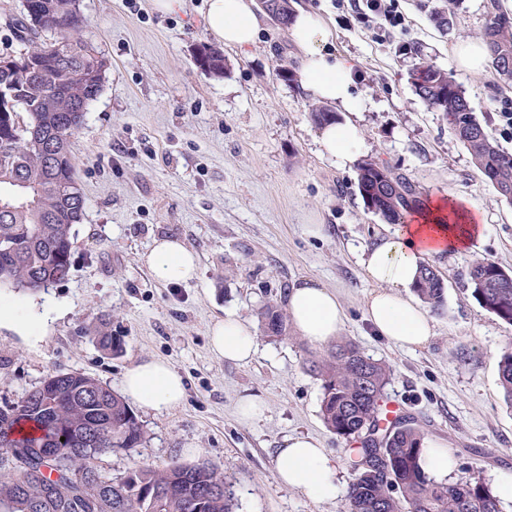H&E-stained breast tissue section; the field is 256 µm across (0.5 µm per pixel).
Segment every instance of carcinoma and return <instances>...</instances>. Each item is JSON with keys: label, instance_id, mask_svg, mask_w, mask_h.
I'll list each match as a JSON object with an SVG mask.
<instances>
[{"label": "carcinoma", "instance_id": "obj_1", "mask_svg": "<svg viewBox=\"0 0 512 512\" xmlns=\"http://www.w3.org/2000/svg\"><path fill=\"white\" fill-rule=\"evenodd\" d=\"M271 15L288 25L289 0H270ZM88 21L80 0H39L13 23L25 46L19 57H0V287L36 293L66 280L74 245L72 227L81 223L85 194L72 139L89 105L103 90L107 59L84 37ZM42 33L53 35L41 41ZM499 83L512 84V13L498 0L487 5L482 31ZM206 70L224 73V54L202 44ZM415 94L446 118L474 165L497 196L512 204V154L499 148L477 118L454 76L421 58L415 64ZM311 117L336 122L327 105ZM357 188L368 210L388 224H402L423 205L406 175L379 160L359 166ZM471 296L482 309L512 323V270L492 261L468 272ZM433 311L442 310L443 276L422 263L416 288ZM270 337L287 336L288 316L268 305L262 312ZM322 380L321 416L345 439L356 438L354 478L343 512H501L491 486L473 476L452 483L432 479L421 467L424 435L410 416L381 425L379 402L390 377L385 364L351 342L334 345L309 360ZM505 402L512 407V351L499 360ZM145 430L127 401L79 371L52 372L15 402L0 406V512H236L234 486L210 462L171 463L162 468L137 461L114 474L103 458L143 446Z\"/></svg>", "mask_w": 512, "mask_h": 512}]
</instances>
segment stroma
<instances>
[{
  "instance_id": "obj_1",
  "label": "stroma",
  "mask_w": 512,
  "mask_h": 512,
  "mask_svg": "<svg viewBox=\"0 0 512 512\" xmlns=\"http://www.w3.org/2000/svg\"><path fill=\"white\" fill-rule=\"evenodd\" d=\"M291 3L321 17L333 50L352 58L360 75L362 110L339 115L361 130L355 164L342 167L321 154L314 99L280 74L284 67L300 73V55L268 16L249 49L224 47V73L216 76L193 59L198 45L217 43L204 21L207 0H183L170 13L154 0H81L88 37L110 62L73 138L87 206L69 277L27 296L67 311L35 345L0 330V404L56 370L84 372L117 392L127 369L161 359L183 377L184 401L139 411L144 446L105 457V468L206 459L234 482L237 512H340L341 502L314 501L275 475L284 439L310 434L335 458L341 486L352 478L349 443L324 425L322 382L307 368L323 347L263 331V308L284 305L291 285L310 278L338 293L346 315L341 339L389 366L385 400L400 402L426 438L448 448L457 472L475 470L492 486L512 478V409L498 378L500 357L512 350V324L482 310L466 283L474 262L512 267V205L415 94L411 78L421 56L454 73L476 116L512 153V130L499 118L512 90L499 91L492 74L458 72L452 54L457 42L479 38L488 0H401L404 26L388 36L336 0ZM441 6L449 19L442 30L429 20ZM368 159L407 175L424 198H452L482 225L467 247L430 257L445 279V306L430 343L415 351L373 336L363 317L374 285L360 256L392 230L358 192V164ZM310 224L322 225V234L310 235ZM162 237L198 254L195 280L162 283L143 265L142 254ZM227 312L258 333L248 363L210 350L209 328ZM100 330L121 338V355L92 342ZM246 396L264 403L251 422L237 412Z\"/></svg>"
}]
</instances>
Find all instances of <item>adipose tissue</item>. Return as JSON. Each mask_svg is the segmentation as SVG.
Returning <instances> with one entry per match:
<instances>
[{"label": "adipose tissue", "mask_w": 512, "mask_h": 512, "mask_svg": "<svg viewBox=\"0 0 512 512\" xmlns=\"http://www.w3.org/2000/svg\"><path fill=\"white\" fill-rule=\"evenodd\" d=\"M252 2L209 0V32L227 46L241 50L252 46L258 34ZM289 33L302 53V76L307 91L344 111H361L355 64L332 50L330 32L322 20L315 13L296 10ZM360 139L356 125L337 123L321 128L318 143L323 154L348 165L355 160ZM479 231L474 215L452 200L438 198L368 247L362 265L375 288L365 301L364 315L373 334L405 349L426 346L435 334V320L412 293L420 264L427 257L466 246ZM143 262L161 282H187L198 273L196 254L177 238L155 240ZM286 305L293 330L312 344L331 342L343 328L345 314L338 294L315 280L295 282L287 294ZM59 311V306L54 305L39 312L0 292V330H7L29 344L47 335L52 316ZM210 344L217 356L233 362L251 360L258 350L253 327L232 313L214 323ZM122 392L138 407L161 412L183 401L185 383L168 363L148 359L126 371ZM275 461L280 483L319 502L335 501L339 493L337 466L317 439L286 438Z\"/></svg>", "instance_id": "adipose-tissue-1"}]
</instances>
